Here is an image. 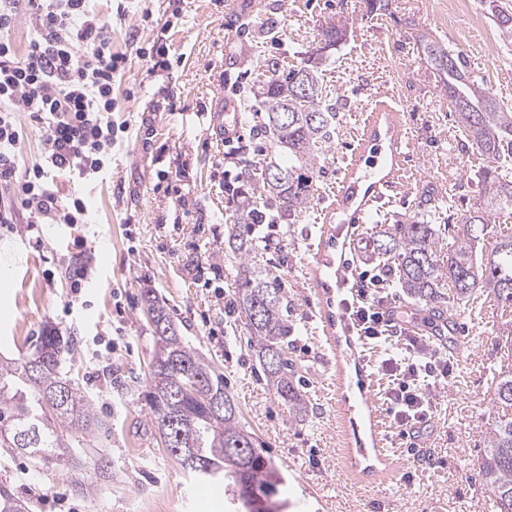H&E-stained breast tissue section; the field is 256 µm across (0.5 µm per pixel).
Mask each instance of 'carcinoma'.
<instances>
[{"instance_id":"obj_1","label":"carcinoma","mask_w":512,"mask_h":512,"mask_svg":"<svg viewBox=\"0 0 512 512\" xmlns=\"http://www.w3.org/2000/svg\"><path fill=\"white\" fill-rule=\"evenodd\" d=\"M345 36L340 24L320 31L325 46L305 53L299 64L273 61L250 87L260 116L253 136L265 145L263 157L244 162V190H224L236 198L227 244L239 260L232 311L243 324L249 351L263 380L288 415L308 413L293 358L294 328L288 296L264 259L258 226L297 223L315 194L340 106L325 92L326 49ZM448 94L455 122L483 157L479 179L489 188L483 206L443 226L420 213L404 214L376 231L373 254L390 262L394 286L417 305L448 323L461 303L478 292L493 296L512 317V233L497 230L488 213L512 209V106L484 82L473 79L460 51L426 34L418 39ZM451 239L447 251L440 238ZM152 326L155 351L146 374V401L157 433L169 436L167 454L197 481L227 482L233 499L261 504L274 499L282 474L259 452L254 433L224 375L182 336L166 304L152 291L142 298ZM70 341L46 328L30 356L0 362V448L38 460L46 468L81 466L85 448L105 422L86 399L70 365ZM497 418L484 437L478 477L492 497L494 512H512V367L493 381ZM0 512H29L27 501L0 485Z\"/></svg>"}]
</instances>
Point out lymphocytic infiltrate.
<instances>
[{"instance_id":"obj_1","label":"lymphocytic infiltrate","mask_w":512,"mask_h":512,"mask_svg":"<svg viewBox=\"0 0 512 512\" xmlns=\"http://www.w3.org/2000/svg\"><path fill=\"white\" fill-rule=\"evenodd\" d=\"M21 16L32 34L23 50L14 38ZM125 64V55L112 50V22L93 0H0V224L86 223V197L61 204L51 183L58 174L87 181L106 170L117 108L112 85ZM31 123L43 130L41 157L22 170ZM361 293L366 300L351 316L364 339L388 335L402 343L381 368L393 379L388 399L400 439H417L432 414L419 381L447 379L448 360L407 336L377 289Z\"/></svg>"}]
</instances>
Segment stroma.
I'll return each mask as SVG.
<instances>
[{
    "instance_id": "35a3bbf8",
    "label": "stroma",
    "mask_w": 512,
    "mask_h": 512,
    "mask_svg": "<svg viewBox=\"0 0 512 512\" xmlns=\"http://www.w3.org/2000/svg\"><path fill=\"white\" fill-rule=\"evenodd\" d=\"M268 0H136L112 23V48L129 58L112 95L120 125L107 174L89 184L54 180L59 197L90 200L87 223L16 224L0 229V259L8 258L0 284V356L29 354L46 327L72 338V359L83 390L108 428L83 458L113 460L118 475L82 474L90 494L74 493V471L44 469L32 457L0 448V483L30 502V512H229L223 489L191 482L154 438L145 402L144 372L153 339L142 294L162 296L183 336L223 373L255 433L262 454L282 473L277 500L284 512H492L476 482L483 439L497 410L491 383L505 357L498 345L499 310L487 295L462 303L452 333L440 339L399 289L369 247L393 215L424 209L426 200H451L452 216L476 209L485 198L478 153L459 131L436 72L416 39L429 33L463 53L475 78L512 103V43L502 41L497 11L512 14V0H391V12H369L365 0H283L268 14ZM345 25V38L329 52L327 91L341 103L336 134L319 175L317 192L295 224H267L266 258L281 278L297 328L293 356L304 368L301 384L313 408L289 416L268 391L259 363L234 323L237 263L224 248L226 218L234 208L225 183L235 182L240 159L257 158L261 145L249 125L226 142L212 112L227 87L237 103L249 102L258 70L272 59L295 64L315 45L318 28ZM170 48L167 69L151 71L138 49ZM385 86L414 141L404 161L407 189L390 192L366 212L363 224L342 227L336 250L353 262L349 299L361 280L380 275L385 303L397 307L409 335L446 354L453 372L426 386L429 426L419 439L433 457L419 467L396 429L382 431L390 415L392 380L380 368L395 338L355 341L339 306L329 305L316 280L313 255L322 248L321 222L335 209L334 189L359 145L364 122ZM87 266L89 281L73 294L66 267ZM379 389L373 412L359 418L367 456L354 455L347 420V383L359 369ZM397 455L379 454L382 443ZM411 482H404L405 473Z\"/></svg>"
}]
</instances>
